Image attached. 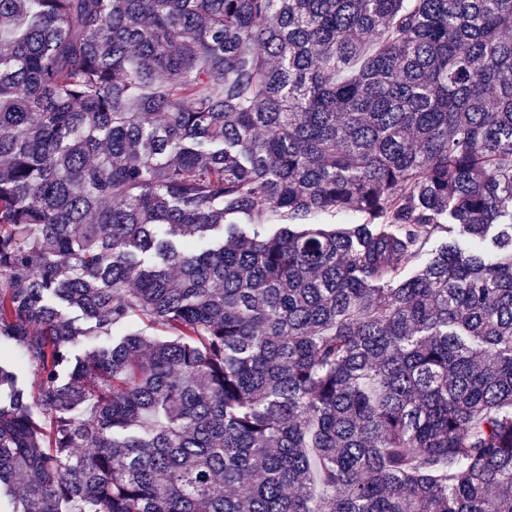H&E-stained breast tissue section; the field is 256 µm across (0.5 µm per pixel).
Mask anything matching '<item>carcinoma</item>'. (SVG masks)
Returning a JSON list of instances; mask_svg holds the SVG:
<instances>
[{
    "mask_svg": "<svg viewBox=\"0 0 512 512\" xmlns=\"http://www.w3.org/2000/svg\"><path fill=\"white\" fill-rule=\"evenodd\" d=\"M4 346L11 512H512V0H0Z\"/></svg>",
    "mask_w": 512,
    "mask_h": 512,
    "instance_id": "carcinoma-1",
    "label": "carcinoma"
}]
</instances>
